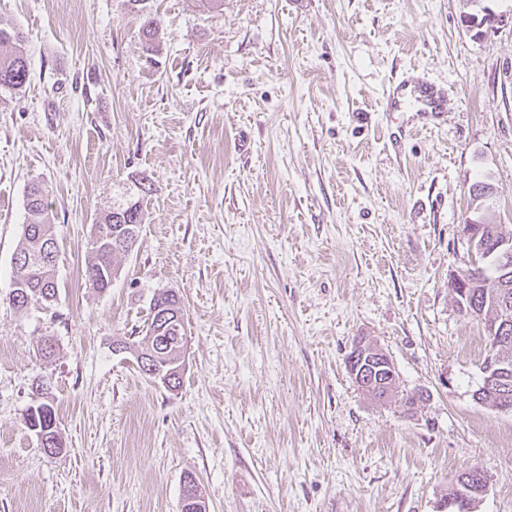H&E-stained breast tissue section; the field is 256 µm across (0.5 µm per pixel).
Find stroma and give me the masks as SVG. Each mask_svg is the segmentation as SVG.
<instances>
[{
	"mask_svg": "<svg viewBox=\"0 0 512 512\" xmlns=\"http://www.w3.org/2000/svg\"><path fill=\"white\" fill-rule=\"evenodd\" d=\"M149 4L151 53L128 0H0L29 68L0 92V512H181L188 475L207 512H441L473 466L476 512H512V413L473 397L485 340L451 290L474 182L512 230V23L477 34L468 0ZM421 73L440 120L382 111ZM141 174L138 243L89 288L93 226ZM33 182L58 295L20 311ZM166 290L188 328L175 391L112 351ZM361 336L398 373L382 405L348 371ZM40 378L56 456L26 424Z\"/></svg>",
	"mask_w": 512,
	"mask_h": 512,
	"instance_id": "stroma-1",
	"label": "stroma"
}]
</instances>
